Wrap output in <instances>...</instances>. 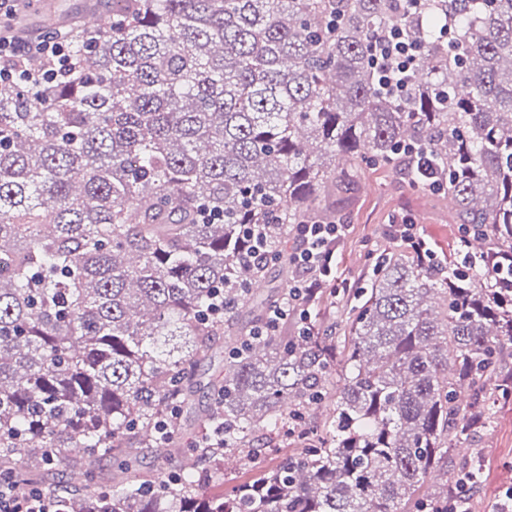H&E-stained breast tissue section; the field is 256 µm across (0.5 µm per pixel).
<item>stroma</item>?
I'll list each match as a JSON object with an SVG mask.
<instances>
[{
	"label": "stroma",
	"mask_w": 512,
	"mask_h": 512,
	"mask_svg": "<svg viewBox=\"0 0 512 512\" xmlns=\"http://www.w3.org/2000/svg\"><path fill=\"white\" fill-rule=\"evenodd\" d=\"M39 2L40 10L26 8L19 14L21 25L34 35L39 34L44 17L85 16L89 0ZM332 210L349 226L336 245V275L342 279L363 283L379 255L403 250L404 241L390 237L388 226L404 219L417 225L441 261L453 258L458 250L459 223L447 196L413 187L399 165L363 166L348 199L333 204ZM255 446L257 453L248 466L227 468L224 491L274 468L294 451L283 435L259 434ZM471 458L482 472V484L478 493L469 496L468 512H499L502 491L512 486L511 402L497 407L492 426L477 435L472 449H449V476H456Z\"/></svg>",
	"instance_id": "stroma-1"
}]
</instances>
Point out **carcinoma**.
I'll return each mask as SVG.
<instances>
[{
    "label": "carcinoma",
    "mask_w": 512,
    "mask_h": 512,
    "mask_svg": "<svg viewBox=\"0 0 512 512\" xmlns=\"http://www.w3.org/2000/svg\"><path fill=\"white\" fill-rule=\"evenodd\" d=\"M392 29L419 48L402 92L373 61ZM43 35L79 75L0 90V476L54 512H443L477 489L478 467L450 483L446 463L512 400V0H112L104 25ZM407 143L448 172L459 260L383 254L342 335L255 338L279 298L253 283L288 264L292 225ZM224 335L250 345L203 385ZM203 389L197 437L222 447L145 479L141 450L170 457ZM289 425L301 452L207 491ZM74 448L109 479L46 482Z\"/></svg>",
    "instance_id": "obj_1"
}]
</instances>
